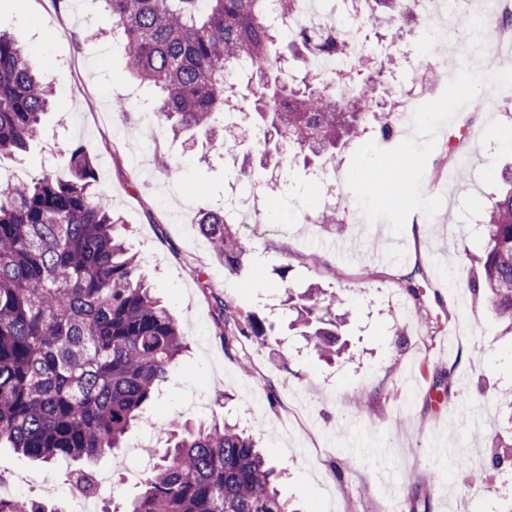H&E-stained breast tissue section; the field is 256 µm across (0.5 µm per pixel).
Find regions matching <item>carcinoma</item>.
Wrapping results in <instances>:
<instances>
[{
    "mask_svg": "<svg viewBox=\"0 0 512 512\" xmlns=\"http://www.w3.org/2000/svg\"><path fill=\"white\" fill-rule=\"evenodd\" d=\"M122 36L132 75L157 89L159 127L200 132L230 148L255 137L256 152L237 155V177L255 164L281 177L301 158L327 162L368 133L393 139V104L376 89L393 65L366 57L325 73L323 57L351 58L336 26L287 40L268 19L269 0H103ZM366 25L387 28L388 44L414 22L408 0H350ZM329 75V81L321 79ZM54 93L30 67L21 41L0 32V156L26 150L41 134ZM236 101L250 124L215 127ZM70 176L44 172L28 183H0V444L44 463L93 461L122 447L187 345L177 322L139 272L118 233L119 218L95 191V165L81 147L64 160ZM481 209L487 249L467 288L512 325V169ZM316 224L343 222L333 206ZM225 210H206L198 228L228 271L244 270L248 242ZM228 355L242 336L266 335L262 320L215 297ZM308 291L298 321L314 349L331 355L345 315ZM156 462L143 492L124 512H289L275 470L235 425L183 426ZM0 512H61L54 492L40 502L0 497Z\"/></svg>",
    "mask_w": 512,
    "mask_h": 512,
    "instance_id": "obj_1",
    "label": "carcinoma"
}]
</instances>
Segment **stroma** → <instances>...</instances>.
Segmentation results:
<instances>
[{"label":"stroma","instance_id":"stroma-1","mask_svg":"<svg viewBox=\"0 0 512 512\" xmlns=\"http://www.w3.org/2000/svg\"><path fill=\"white\" fill-rule=\"evenodd\" d=\"M0 30L21 39L55 92L39 139L24 153L0 157V180L64 174L63 157L84 146L95 161L96 190L122 217L129 250L189 344L144 421L126 434L132 455L125 469H117L114 454L95 463L112 473L106 512L143 489L148 452L168 438L160 423L224 420L256 438L295 512H507L512 487L487 461L498 440L512 438V333L463 285L485 246L478 205L512 167V100L486 83L474 88L470 162L453 172L443 162L430 168L431 218L417 213L412 198L389 207L368 197L363 180L381 167L368 137L335 160L353 175L347 204L367 209L360 224L301 223L303 213L334 204L333 195L298 165L291 191L268 197L271 171L256 168L246 189L261 217L240 227L251 252L244 274L235 275L196 228L201 211L223 205L235 167L204 136L188 142L157 127L150 109L156 91L131 76L101 0H0ZM122 97L137 123L113 111ZM159 149L173 161L171 171L160 167ZM282 266L294 293L316 285L353 309L335 361L320 358L292 328L275 285ZM202 276L211 292L200 287ZM412 277L422 297L408 292ZM217 295L265 321L266 339L242 338L233 359L217 336ZM464 396L497 403L499 411L473 430L458 406ZM312 433L327 448L317 458L308 454ZM447 448L469 457L471 469L446 472ZM66 472V462L41 465L0 447V475L23 479L14 497L41 498L44 488L64 484Z\"/></svg>","mask_w":512,"mask_h":512}]
</instances>
